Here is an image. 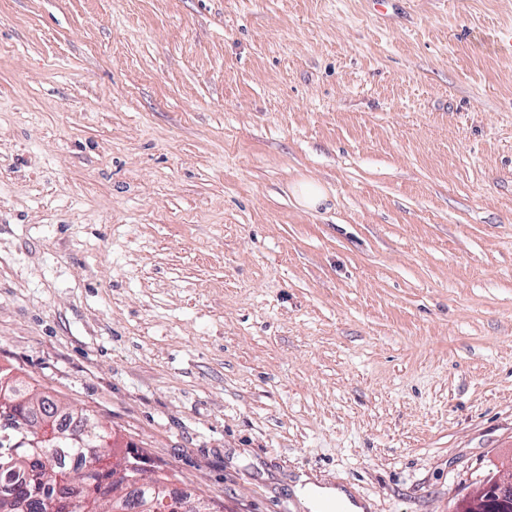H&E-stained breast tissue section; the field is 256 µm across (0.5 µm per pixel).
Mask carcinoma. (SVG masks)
Here are the masks:
<instances>
[{"mask_svg": "<svg viewBox=\"0 0 512 512\" xmlns=\"http://www.w3.org/2000/svg\"><path fill=\"white\" fill-rule=\"evenodd\" d=\"M7 382L6 397L14 402L13 412L21 420L36 419L26 438L51 433L55 464L47 469L45 446L14 448V439L0 438V463L29 472L19 481L0 471V512H173L175 504L165 501L169 476L161 468L146 472L130 491L117 493L115 445L112 433L85 413H77L31 383L0 368V381Z\"/></svg>", "mask_w": 512, "mask_h": 512, "instance_id": "1", "label": "carcinoma"}]
</instances>
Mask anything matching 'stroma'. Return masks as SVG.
I'll return each instance as SVG.
<instances>
[{"label":"stroma","instance_id":"obj_1","mask_svg":"<svg viewBox=\"0 0 512 512\" xmlns=\"http://www.w3.org/2000/svg\"><path fill=\"white\" fill-rule=\"evenodd\" d=\"M510 29L0 0V368L224 512H459L512 463ZM292 193L297 202L305 209L316 210L324 206L327 197L321 186L313 181L300 180L292 185ZM297 495L303 505L307 508L317 509L325 502L340 503L343 512H364V504L352 499L343 488H333L328 486H319L312 483L297 486Z\"/></svg>","mask_w":512,"mask_h":512}]
</instances>
